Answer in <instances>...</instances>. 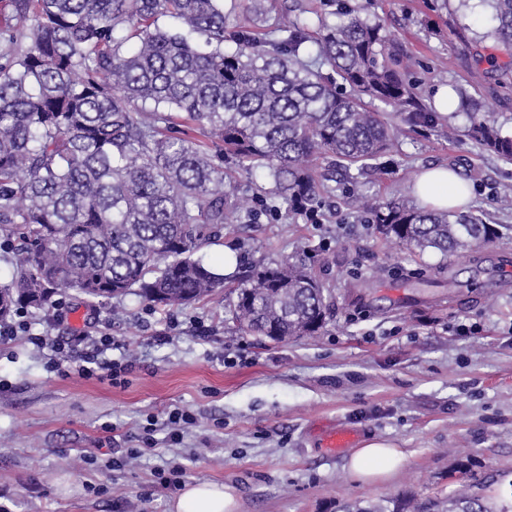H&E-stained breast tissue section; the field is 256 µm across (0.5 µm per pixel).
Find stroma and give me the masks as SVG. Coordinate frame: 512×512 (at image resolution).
Listing matches in <instances>:
<instances>
[{
  "label": "stroma",
  "instance_id": "stroma-1",
  "mask_svg": "<svg viewBox=\"0 0 512 512\" xmlns=\"http://www.w3.org/2000/svg\"><path fill=\"white\" fill-rule=\"evenodd\" d=\"M323 5L329 23L349 12L381 18L393 55L417 65L407 80L425 110L449 86L454 111L415 126L404 113L390 152L359 180L337 177L318 197L322 223L259 212L225 225L200 250L269 262L304 260L331 295L319 335L275 343L245 336L225 314L224 295L185 309L135 295L91 303L64 292L69 313L30 310L33 332L70 336L92 325L112 336V360L132 364L126 384L60 370L48 350L19 340L0 346V512H169L182 483L237 490L238 512H346L387 498L430 502L493 479L512 503V162L465 136L471 112L491 113L512 133V53L487 39L486 11L459 0H266L268 16ZM453 61L442 69L443 58ZM459 135L448 140L447 125ZM446 166L470 186L469 214L496 235L484 249L446 256L387 239L351 205L366 191L408 195L421 168ZM473 331L460 335L458 325ZM195 416L179 440L163 422ZM401 448L403 466L367 484L346 467L349 449L320 447L333 428ZM156 440L145 450L146 435Z\"/></svg>",
  "mask_w": 512,
  "mask_h": 512
}]
</instances>
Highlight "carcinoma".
<instances>
[{
	"mask_svg": "<svg viewBox=\"0 0 512 512\" xmlns=\"http://www.w3.org/2000/svg\"><path fill=\"white\" fill-rule=\"evenodd\" d=\"M263 2L250 0L252 25L226 48L224 0H0V322L50 305L60 288L169 308L222 289L249 336L283 342L324 326L330 301L304 265L251 257L226 274L196 253L254 212L256 191L275 212L313 209L321 157L363 174L396 137L372 103L406 112L413 96L381 20L287 12L261 38ZM477 2L490 9L486 36L511 49L512 0ZM467 135L512 161V136L490 115L471 114ZM355 204L420 251L478 249L494 236L474 215L403 197ZM475 488L443 511L393 500L365 512H512Z\"/></svg>",
	"mask_w": 512,
	"mask_h": 512,
	"instance_id": "cac0c4a2",
	"label": "carcinoma"
}]
</instances>
